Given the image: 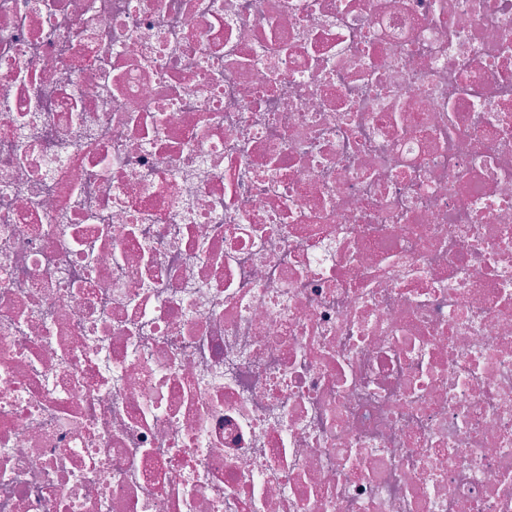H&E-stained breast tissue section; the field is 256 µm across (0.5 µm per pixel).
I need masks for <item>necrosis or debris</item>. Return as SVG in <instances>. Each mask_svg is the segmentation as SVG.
<instances>
[{"label": "necrosis or debris", "mask_w": 512, "mask_h": 512, "mask_svg": "<svg viewBox=\"0 0 512 512\" xmlns=\"http://www.w3.org/2000/svg\"><path fill=\"white\" fill-rule=\"evenodd\" d=\"M0 512H512V0H0Z\"/></svg>", "instance_id": "4bbe7bcc"}]
</instances>
